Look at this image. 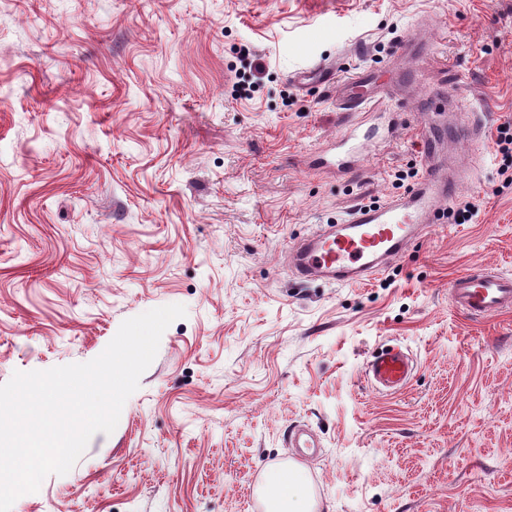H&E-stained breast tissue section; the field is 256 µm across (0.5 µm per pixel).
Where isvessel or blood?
Masks as SVG:
<instances>
[{
	"instance_id": "vessel-or-blood-1",
	"label": "vessel or blood",
	"mask_w": 512,
	"mask_h": 512,
	"mask_svg": "<svg viewBox=\"0 0 512 512\" xmlns=\"http://www.w3.org/2000/svg\"><path fill=\"white\" fill-rule=\"evenodd\" d=\"M311 81L326 85L344 83L338 102L353 112L372 111L373 95L387 97L392 93L387 86L366 92L363 76L342 79L330 65L316 66L309 76L300 79L304 85ZM444 135L441 129L433 134L421 131L423 172L410 192L374 207L358 209L335 229L321 231L293 245L289 264L295 275L303 280L322 277L342 284L366 282L399 256L425 228L438 223L464 181L458 172L442 173L435 162L436 143ZM375 137L372 129L351 128L333 148L317 157L316 164L339 172L348 171ZM448 294L453 304L472 318L512 311L510 276L485 270L466 271L451 281ZM413 371L412 357L402 348L392 347L373 357L367 377L375 388L396 392L408 384Z\"/></svg>"
}]
</instances>
